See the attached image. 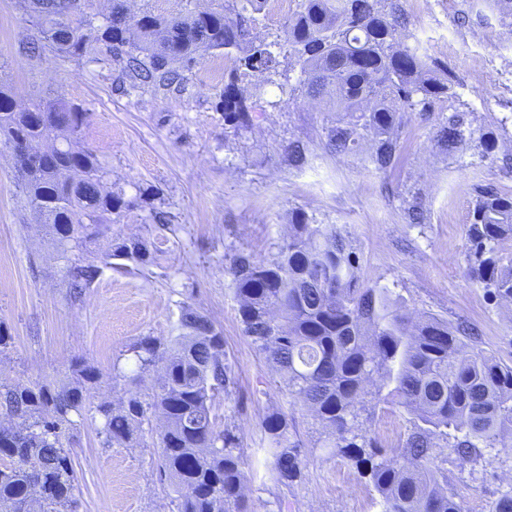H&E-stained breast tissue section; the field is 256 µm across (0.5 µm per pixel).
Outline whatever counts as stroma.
<instances>
[{
  "label": "stroma",
  "mask_w": 512,
  "mask_h": 512,
  "mask_svg": "<svg viewBox=\"0 0 512 512\" xmlns=\"http://www.w3.org/2000/svg\"><path fill=\"white\" fill-rule=\"evenodd\" d=\"M467 25H459L460 14ZM409 45L419 47L455 80L452 101L472 127L493 132L497 147L484 153L473 142L457 155L435 144L430 122L407 116L401 162L381 172L363 155L335 156L324 129L336 120L322 102L290 94L300 73L288 62L277 72L246 77L239 86L253 104L248 130L225 126L215 108L231 61L204 53L183 85L134 88L103 54L68 60L52 52L27 56L23 47L38 30L17 0H0V84L28 105L61 97L87 119L74 140L93 151L117 195L133 208L113 216L108 228L81 250L62 255L38 223L17 186L13 162L0 147V326L11 342L0 353V382L61 385L81 358L102 378L93 404L75 416L67 447L79 493L73 512H177V494L160 471L150 429L133 446L110 445L94 409L127 391L150 394L155 375L114 379L113 366L129 367V347L142 336H179L180 315L192 306L224 334L237 384L217 396L219 428L233 432L245 450V494L251 512H266L282 496L288 512H381L380 498L355 469L329 449L314 447L320 428L243 336L233 256L246 252L271 260L288 233L294 210L315 224L340 229L354 248L363 280L388 287L404 311L477 326L483 349L512 365V303L492 298L470 279L473 249L466 235L480 189L512 194V27L490 0H428L411 15ZM309 147L305 167L288 162V143ZM420 192L424 224L406 223L401 195ZM164 212L157 222L155 212ZM132 237L155 245L152 264L116 256ZM82 261L97 278L74 298L68 269ZM287 412L306 446L304 483L288 490L271 479L272 456L262 428L265 416ZM439 464L464 512H490L512 491V450L483 449L464 462L446 449Z\"/></svg>",
  "instance_id": "35a3bbf8"
}]
</instances>
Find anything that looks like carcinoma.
<instances>
[{
    "mask_svg": "<svg viewBox=\"0 0 512 512\" xmlns=\"http://www.w3.org/2000/svg\"><path fill=\"white\" fill-rule=\"evenodd\" d=\"M109 2L106 22L96 26L82 0H19L41 34L25 53L34 57L48 48L80 59L99 49L132 86L164 89L201 53L219 51L234 64L219 101L224 123L237 131L250 127L252 106L238 87L240 76L276 70L282 52L278 40L255 33L265 0H225L180 16L131 12L126 0ZM410 25L404 0H300L288 19V54L300 68L291 92L326 96L329 111L339 114L325 129L327 151L355 155L369 133L367 162L393 170L408 111L434 120L445 153L454 155L475 139L488 152L494 148L493 132L472 128L457 110L436 109L456 96L455 81L406 43ZM85 120L80 107L54 98L18 107L0 86V143L23 139L44 149L38 166H19L22 192L65 252L82 247L129 208L104 189L107 172L96 156L70 145ZM307 159L303 142L288 144L290 165L299 168ZM402 202L408 223H424L419 193L407 192ZM467 237L475 255L468 275L511 302L512 256L500 244L512 238V195L484 190ZM119 250L142 265L154 259L145 238ZM229 272L243 334L284 378L293 402L312 412L325 434L322 447L367 478L381 512H463L457 494L448 492L436 449L450 446L466 462L483 448H512V366L477 347L474 326L412 319L389 288L362 281L358 257L335 226L312 224L300 209L274 259L240 252ZM97 273L93 265L70 267V287H87ZM180 323L185 334L174 343L143 336L132 345L139 372H158V386L146 398L130 391L116 404L100 403L101 432L127 447L159 414L156 447L179 494L178 512H250L244 452L236 435L217 428L213 414L215 394L228 396L236 385L223 332L190 307ZM73 372L77 382L62 388L0 383V416L10 419L0 427V512H60L73 502L77 485L65 430L101 379L87 362ZM384 406L411 415L410 428L389 454L367 426L369 413ZM262 427L276 483L286 489L301 484L306 454L292 440L288 414L274 411Z\"/></svg>",
    "mask_w": 512,
    "mask_h": 512,
    "instance_id": "cac0c4a2",
    "label": "carcinoma"
}]
</instances>
